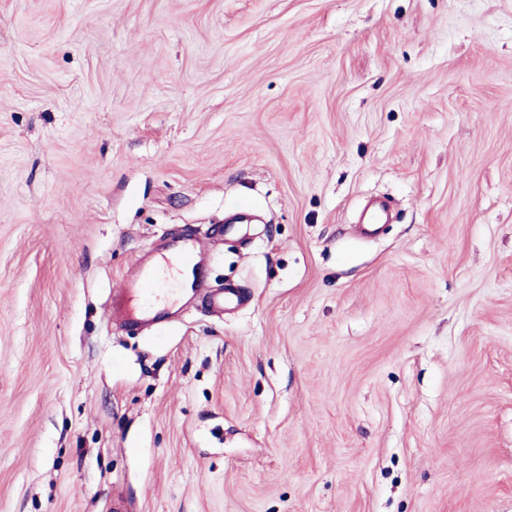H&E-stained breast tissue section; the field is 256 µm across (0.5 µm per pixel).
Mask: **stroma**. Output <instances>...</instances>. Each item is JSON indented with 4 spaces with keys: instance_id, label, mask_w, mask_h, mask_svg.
<instances>
[{
    "instance_id": "35a3bbf8",
    "label": "stroma",
    "mask_w": 512,
    "mask_h": 512,
    "mask_svg": "<svg viewBox=\"0 0 512 512\" xmlns=\"http://www.w3.org/2000/svg\"><path fill=\"white\" fill-rule=\"evenodd\" d=\"M0 512H512V0H0ZM172 251L176 254L179 259L181 275L183 272H190L192 279L188 281V288L193 289L196 286V272L198 261L197 257L201 254L200 247L191 239H186L179 245H174ZM159 281L153 272L139 270L136 278L122 283L121 294H138V308L133 311L134 317L141 322L153 321L159 313ZM208 302L213 311L223 312L241 306L244 303V298L239 294L237 288L227 285L223 292L212 295Z\"/></svg>"
}]
</instances>
